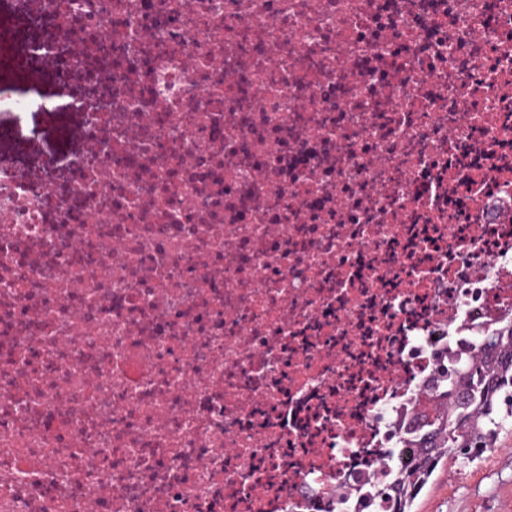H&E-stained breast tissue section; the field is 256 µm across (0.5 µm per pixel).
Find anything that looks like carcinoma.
<instances>
[{
  "instance_id": "obj_1",
  "label": "carcinoma",
  "mask_w": 512,
  "mask_h": 512,
  "mask_svg": "<svg viewBox=\"0 0 512 512\" xmlns=\"http://www.w3.org/2000/svg\"><path fill=\"white\" fill-rule=\"evenodd\" d=\"M498 321L493 335L471 345L466 362L448 369L441 390L420 412L429 422L427 441L397 461V482L378 487L393 512H410L442 459L472 461L495 447L512 418V314Z\"/></svg>"
}]
</instances>
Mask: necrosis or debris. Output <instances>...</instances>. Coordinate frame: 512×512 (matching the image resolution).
<instances>
[{"instance_id":"obj_1","label":"necrosis or debris","mask_w":512,"mask_h":512,"mask_svg":"<svg viewBox=\"0 0 512 512\" xmlns=\"http://www.w3.org/2000/svg\"><path fill=\"white\" fill-rule=\"evenodd\" d=\"M12 0L77 146L0 157V512H392L512 311V0Z\"/></svg>"}]
</instances>
